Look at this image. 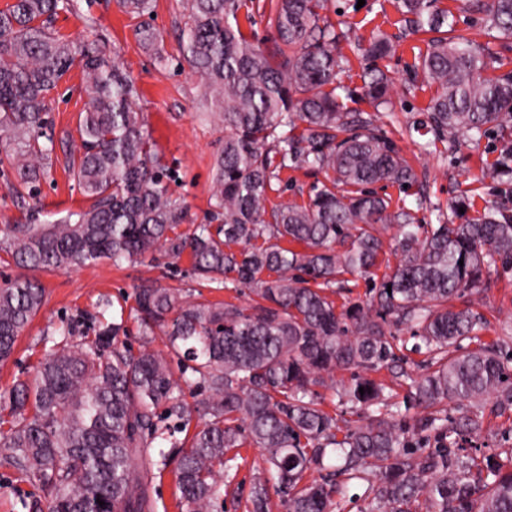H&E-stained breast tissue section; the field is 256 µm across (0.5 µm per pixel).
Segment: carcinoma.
Segmentation results:
<instances>
[{
	"label": "carcinoma",
	"mask_w": 512,
	"mask_h": 512,
	"mask_svg": "<svg viewBox=\"0 0 512 512\" xmlns=\"http://www.w3.org/2000/svg\"><path fill=\"white\" fill-rule=\"evenodd\" d=\"M118 2L142 19L144 45L155 46L159 35L147 21L154 0ZM325 2L270 0V33L257 42L238 20L247 0H182L180 52L202 83L209 116L224 126L208 222L189 233L178 230L188 207L171 190L177 175L156 150L118 55L53 29L60 12L76 10L73 0H14L0 10V149L18 173L17 197L24 186L37 196L51 167L42 141L51 94L75 66L89 97L72 172L91 205L50 224L29 216L4 225L6 255L44 271L186 254L199 283L221 289L230 280L256 296L241 308L143 283L138 349L123 340V323L103 322L94 338L56 347L16 380L0 399V464L38 484L48 512H150L149 472L171 464L185 512H223L220 479L246 445L262 449L267 463L253 480L251 512H268L272 491L287 496V512H337L339 477L368 484V512H512V460L483 465L462 446L483 433L487 414L512 413V357L482 339L479 312L448 307L484 273L512 268V214L461 199L453 206L461 222L417 224L412 209L392 210L369 189L418 178L373 117L343 103L349 90L336 44L344 34L323 22ZM396 2L412 32L445 31L414 65L436 84L426 132L478 140L492 128L512 130V72L487 74L492 57L457 32L437 0ZM469 6L512 39V0ZM358 51L371 63L361 95L380 105L390 78L373 63L395 46L381 35ZM288 168L322 172L326 181L303 204H273V182ZM388 224L398 230L399 264L369 299L336 305L326 291L338 276L378 265ZM44 299L34 278L0 284L1 364ZM399 326L426 355L418 378L395 353L391 328ZM159 332L184 382L206 392L193 407L168 359L149 347ZM382 368L409 382L402 402L370 376ZM356 369L364 374L340 397L362 420L342 432L316 388ZM450 401L460 411L451 422ZM195 415L194 432L177 439ZM424 433L437 445L425 447ZM155 442L174 451L155 458ZM323 470L322 480L311 477Z\"/></svg>",
	"instance_id": "1"
}]
</instances>
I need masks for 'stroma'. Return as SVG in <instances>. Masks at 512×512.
Wrapping results in <instances>:
<instances>
[{"instance_id": "obj_1", "label": "stroma", "mask_w": 512, "mask_h": 512, "mask_svg": "<svg viewBox=\"0 0 512 512\" xmlns=\"http://www.w3.org/2000/svg\"><path fill=\"white\" fill-rule=\"evenodd\" d=\"M77 3L76 12L58 15L55 30L77 43L104 41L118 53L123 69L140 94L139 105L152 137L165 161L177 171L175 195L185 201L193 223H205L213 158L224 133L207 118L201 82L180 60V0H156L152 24L162 39L152 50L140 41L138 19L122 12L116 0ZM438 6L447 10L460 32L501 59L504 71L512 70V49L488 30L483 14L468 10L465 0H439ZM323 15L336 30L345 33L337 51L349 61L342 75L343 85L353 92L347 108L377 111L379 125L395 141L418 177L413 189L403 191L379 183L376 192L388 198L391 206L413 207L421 224L436 223L438 209L449 208L451 201L462 195L468 196L475 208L489 206L512 212V182L493 176L489 170L490 163L512 142V136L492 135L474 143L459 135L454 144L438 140L429 148H422L423 138L415 129L426 118L436 86L412 72L419 55L426 51V44L422 36L406 26L394 0H328ZM381 32L395 41L397 50L377 63L391 78L392 87L389 105L375 109L360 95L367 63L357 47ZM87 101L86 84L77 68L51 95L54 151L50 175L40 183L41 220L51 221L89 204L68 169L71 157L78 152L77 125ZM419 193L427 199L420 209L415 206ZM37 277L46 292L45 303L20 336L13 357L0 365V393L7 392L16 378L32 370L54 344L62 342L64 333H73L78 339L88 335V328L80 323L84 314L100 312L105 320L124 322L130 343L140 345L134 308L135 287L141 282L155 281L194 298L237 305L248 304L252 299L248 288L232 283L220 290L201 288L191 276L185 257L175 264L164 256L153 262L126 261L118 266L106 260L68 271H41ZM484 281L480 293L457 299L454 305L473 306L487 321L484 340L499 342L503 350L512 352V272L493 271L485 275ZM470 446L481 458L503 461L512 456V415L491 418L485 432L472 439ZM263 455L262 449L242 448L239 457L225 469L221 480L224 512H250V485L263 466Z\"/></svg>"}]
</instances>
